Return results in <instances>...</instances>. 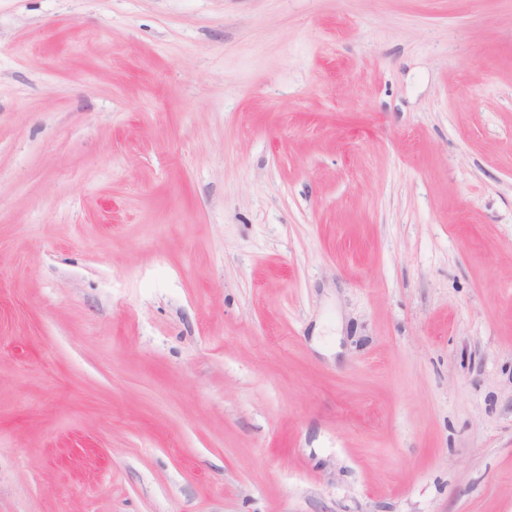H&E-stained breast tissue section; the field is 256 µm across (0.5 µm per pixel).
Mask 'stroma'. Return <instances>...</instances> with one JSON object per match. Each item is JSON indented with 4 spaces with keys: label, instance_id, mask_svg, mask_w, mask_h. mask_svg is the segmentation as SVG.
<instances>
[{
    "label": "stroma",
    "instance_id": "stroma-1",
    "mask_svg": "<svg viewBox=\"0 0 512 512\" xmlns=\"http://www.w3.org/2000/svg\"><path fill=\"white\" fill-rule=\"evenodd\" d=\"M0 512H512V0H0Z\"/></svg>",
    "mask_w": 512,
    "mask_h": 512
}]
</instances>
